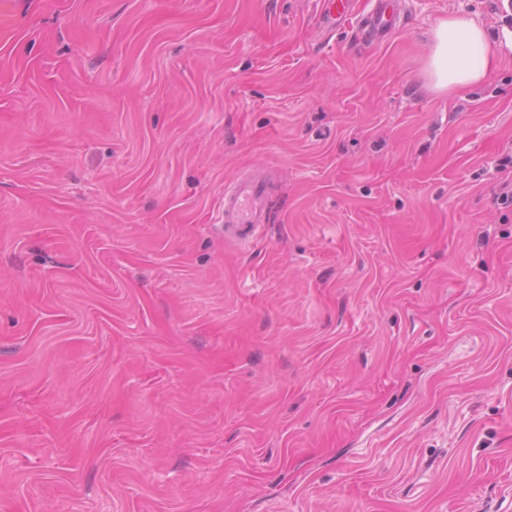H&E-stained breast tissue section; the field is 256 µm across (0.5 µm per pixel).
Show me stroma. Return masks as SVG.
<instances>
[{
	"instance_id": "stroma-1",
	"label": "stroma",
	"mask_w": 512,
	"mask_h": 512,
	"mask_svg": "<svg viewBox=\"0 0 512 512\" xmlns=\"http://www.w3.org/2000/svg\"><path fill=\"white\" fill-rule=\"evenodd\" d=\"M405 4L0 0V512H512V0ZM401 3V0H375L372 9L363 16L358 34L376 43L386 41L396 29ZM503 48L512 51V31L491 35L474 18L450 16L432 31L430 77L439 89L479 84L500 61ZM271 178L255 174L224 188L220 224L225 240L248 241L259 236L267 223Z\"/></svg>"
}]
</instances>
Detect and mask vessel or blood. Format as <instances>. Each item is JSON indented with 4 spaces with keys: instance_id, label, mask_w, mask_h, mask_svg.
Masks as SVG:
<instances>
[{
    "instance_id": "b4317fda",
    "label": "vessel or blood",
    "mask_w": 512,
    "mask_h": 512,
    "mask_svg": "<svg viewBox=\"0 0 512 512\" xmlns=\"http://www.w3.org/2000/svg\"><path fill=\"white\" fill-rule=\"evenodd\" d=\"M401 0H374L359 25L358 33L381 43L396 29ZM270 177L256 174L224 189L220 222L225 238L248 241L257 238L267 222Z\"/></svg>"
}]
</instances>
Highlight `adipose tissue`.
I'll return each instance as SVG.
<instances>
[{
    "instance_id": "1",
    "label": "adipose tissue",
    "mask_w": 512,
    "mask_h": 512,
    "mask_svg": "<svg viewBox=\"0 0 512 512\" xmlns=\"http://www.w3.org/2000/svg\"><path fill=\"white\" fill-rule=\"evenodd\" d=\"M506 48L512 50V31L493 35L474 18L451 16L440 20L432 31L428 71L440 89L476 85Z\"/></svg>"
}]
</instances>
